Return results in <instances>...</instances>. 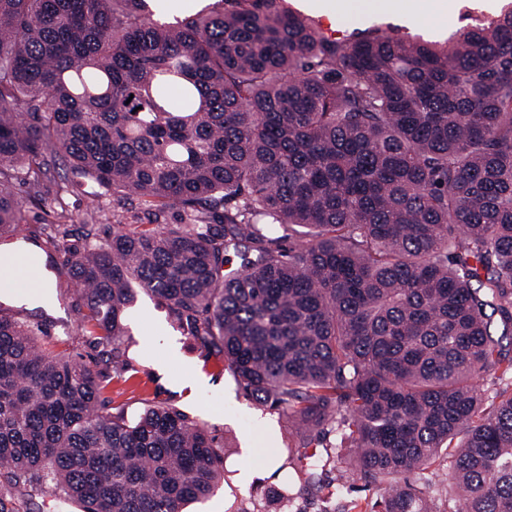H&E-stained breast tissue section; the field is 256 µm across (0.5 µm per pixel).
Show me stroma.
<instances>
[{
  "label": "stroma",
  "mask_w": 512,
  "mask_h": 512,
  "mask_svg": "<svg viewBox=\"0 0 512 512\" xmlns=\"http://www.w3.org/2000/svg\"><path fill=\"white\" fill-rule=\"evenodd\" d=\"M301 13L318 18L321 32L348 36L354 29L381 22L403 35H420L430 40H445L459 29L496 15L501 0H454V10L444 18H405L382 13L345 17L335 14L330 0H291ZM43 282L33 298L19 292L0 293V313L23 322L39 323L42 342L55 354L74 360L96 363L108 396L123 403L128 416H135L144 405H164L186 414L204 425L224 444V482L215 496L191 503L186 512H320L321 501L308 496L284 504L265 499L264 487L270 481L265 462L256 450L269 439L287 446L290 439L288 415L259 409L243 392L224 361L193 345L171 321L166 307L144 294H137L126 312L124 338L127 363L124 375H115L111 366L100 363L98 351L80 328L76 316L51 295L56 281L40 271ZM250 466L256 475L243 482L241 470Z\"/></svg>",
  "instance_id": "obj_1"
}]
</instances>
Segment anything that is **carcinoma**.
Returning a JSON list of instances; mask_svg holds the SVG:
<instances>
[{"instance_id":"cac0c4a2","label":"carcinoma","mask_w":512,"mask_h":512,"mask_svg":"<svg viewBox=\"0 0 512 512\" xmlns=\"http://www.w3.org/2000/svg\"><path fill=\"white\" fill-rule=\"evenodd\" d=\"M156 5L0 0V237L28 240L62 163L112 195L80 248L42 227L81 329L115 363L134 289L165 304L288 411L296 442L262 449L280 501L362 480L370 512H512V392L480 384L512 377V0L442 43L331 39L288 0ZM132 195L151 223H122ZM42 335L0 315V512L27 488L80 512L214 494L223 443L173 408L128 417ZM310 447L296 483L281 458ZM61 181L58 175L55 179L46 180L40 189V196L38 199L32 201L27 205L25 212V224H30L32 227H39L40 224L46 222L47 211L52 209L57 197V191L61 186Z\"/></svg>"}]
</instances>
